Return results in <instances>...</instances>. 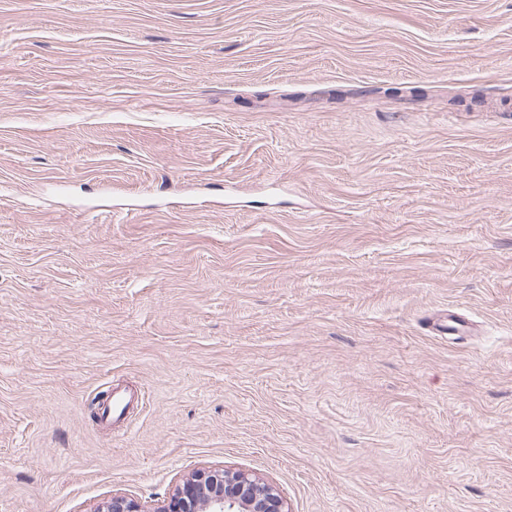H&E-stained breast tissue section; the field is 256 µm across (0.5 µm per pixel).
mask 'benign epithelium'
<instances>
[{
    "instance_id": "7a95c632",
    "label": "benign epithelium",
    "mask_w": 512,
    "mask_h": 512,
    "mask_svg": "<svg viewBox=\"0 0 512 512\" xmlns=\"http://www.w3.org/2000/svg\"><path fill=\"white\" fill-rule=\"evenodd\" d=\"M96 512L145 510L136 500L114 494ZM152 512H288V509L281 491L271 483L243 471L203 469L195 471Z\"/></svg>"
}]
</instances>
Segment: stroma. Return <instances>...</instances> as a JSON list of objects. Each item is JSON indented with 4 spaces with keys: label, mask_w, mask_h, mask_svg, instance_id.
<instances>
[{
    "label": "stroma",
    "mask_w": 512,
    "mask_h": 512,
    "mask_svg": "<svg viewBox=\"0 0 512 512\" xmlns=\"http://www.w3.org/2000/svg\"><path fill=\"white\" fill-rule=\"evenodd\" d=\"M208 468L512 512V0H0V512Z\"/></svg>",
    "instance_id": "1"
}]
</instances>
